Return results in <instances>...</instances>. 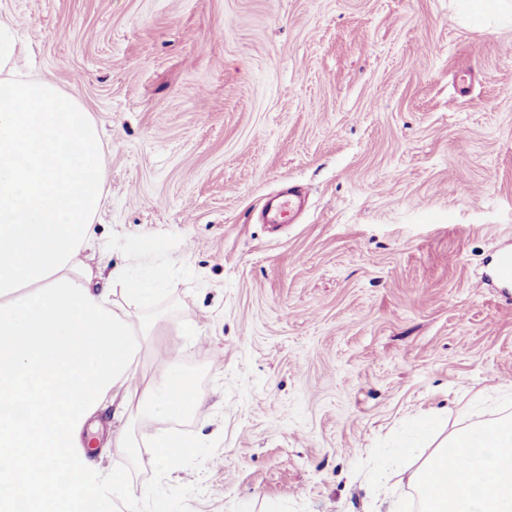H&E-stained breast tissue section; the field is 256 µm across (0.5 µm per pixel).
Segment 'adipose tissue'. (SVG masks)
Wrapping results in <instances>:
<instances>
[{"mask_svg":"<svg viewBox=\"0 0 512 512\" xmlns=\"http://www.w3.org/2000/svg\"><path fill=\"white\" fill-rule=\"evenodd\" d=\"M26 48L0 18V512H140L124 471L73 467L92 418L113 403L116 453L146 448L177 473L188 443L167 430L134 436L143 415L166 423L202 402L176 357L150 378L141 354L166 327L143 313L157 280L124 267L99 282L86 251L101 249V132L50 77L20 66Z\"/></svg>","mask_w":512,"mask_h":512,"instance_id":"adipose-tissue-1","label":"adipose tissue"}]
</instances>
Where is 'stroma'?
Instances as JSON below:
<instances>
[{
  "label": "stroma",
  "mask_w": 512,
  "mask_h": 512,
  "mask_svg": "<svg viewBox=\"0 0 512 512\" xmlns=\"http://www.w3.org/2000/svg\"><path fill=\"white\" fill-rule=\"evenodd\" d=\"M455 8L0 0L105 133L88 264L163 272L148 314L173 332L143 368L172 352L204 395L170 425L196 445L174 481L108 449L96 414L89 459L140 512H370L353 467L377 440L487 421L473 404L512 393V288L480 285L512 244V19ZM288 184L307 205L274 232L257 213Z\"/></svg>",
  "instance_id": "35a3bbf8"
}]
</instances>
